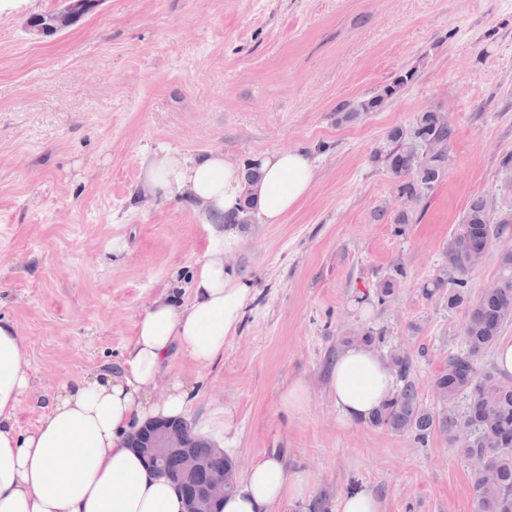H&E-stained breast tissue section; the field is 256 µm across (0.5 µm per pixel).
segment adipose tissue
<instances>
[{
  "label": "adipose tissue",
  "mask_w": 512,
  "mask_h": 512,
  "mask_svg": "<svg viewBox=\"0 0 512 512\" xmlns=\"http://www.w3.org/2000/svg\"><path fill=\"white\" fill-rule=\"evenodd\" d=\"M255 163L262 177L247 188L222 154L177 161L162 146L145 158L140 191L204 210L215 224L238 212L248 196L260 223H282L308 192L315 160L283 150L260 155ZM191 287L187 303L153 299L122 362L93 379L62 386L27 432L16 427L20 398L31 386L24 338L0 319V512H184L180 491L149 470L128 439L147 421L188 413L194 389L187 382L172 378L160 401L151 399L149 387L175 351L199 368L210 367L253 299L250 284L225 268L220 245L196 269ZM393 390L390 370L371 349L352 346L331 366L330 395L342 425L368 419ZM310 493L304 474L289 471L280 455H265L220 509L270 512L274 504L302 502Z\"/></svg>",
  "instance_id": "1"
}]
</instances>
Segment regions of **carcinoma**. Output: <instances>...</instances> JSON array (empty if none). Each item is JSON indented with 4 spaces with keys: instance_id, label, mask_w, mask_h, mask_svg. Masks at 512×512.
<instances>
[{
    "instance_id": "obj_1",
    "label": "carcinoma",
    "mask_w": 512,
    "mask_h": 512,
    "mask_svg": "<svg viewBox=\"0 0 512 512\" xmlns=\"http://www.w3.org/2000/svg\"><path fill=\"white\" fill-rule=\"evenodd\" d=\"M413 79L414 72L407 70L379 94L355 106L344 104L338 111L345 119L373 112ZM451 137L444 113L428 110L418 113L410 128L388 131L389 147L375 158L397 179L399 197L414 203L427 197L444 173ZM509 224L512 212L493 218L484 197H473L462 224L448 240L441 265L423 286L426 296H442L448 308H461L464 313V348L448 356L433 381L440 409L424 404L412 374V360L408 354L394 351L386 364L395 376V390L368 419L373 427L409 435L422 445L436 433L449 436L462 457L480 458L483 475L473 486L475 512H512V382L476 368L477 358L498 341L503 326L512 322V253L502 257L496 288L474 297L467 279L472 255L489 247ZM404 277V268L396 266L394 274L380 285L379 301H385ZM352 342L375 348L384 337L368 329ZM192 452L203 460L204 468L186 484L187 493L200 491L211 470L233 467L232 459L211 452L203 438Z\"/></svg>"
}]
</instances>
